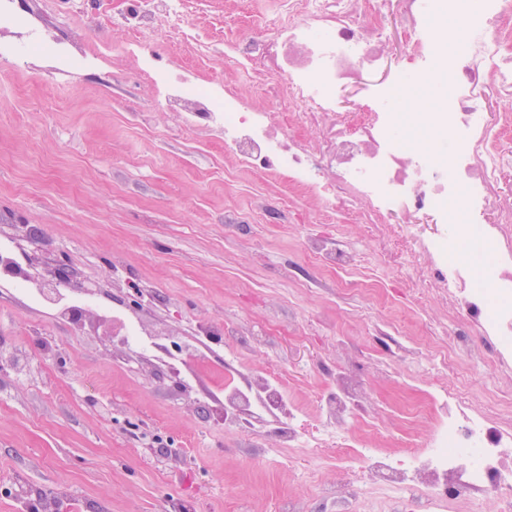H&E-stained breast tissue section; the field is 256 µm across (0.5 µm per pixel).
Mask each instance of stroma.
<instances>
[{
	"mask_svg": "<svg viewBox=\"0 0 512 512\" xmlns=\"http://www.w3.org/2000/svg\"><path fill=\"white\" fill-rule=\"evenodd\" d=\"M17 8L81 62L0 58V239L35 278L67 266L110 308L130 309L137 284L132 311L146 332L189 338L196 324L223 323L237 334L207 342L183 391L156 361L77 330L0 279V512H289L297 499L333 512L318 495L343 477L335 452L292 458L274 437L254 441L202 409L228 349L253 376L275 364L290 372V392L311 409L327 374L353 372L379 423L423 404L440 381L467 385L476 410L512 392V371L473 378L397 360L441 335L442 304L341 288L303 239L357 247L366 225L250 174L209 127H182L130 49L139 42L173 67L240 84L223 43L198 64L117 19L88 30L43 0ZM101 41L106 53L84 62Z\"/></svg>",
	"mask_w": 512,
	"mask_h": 512,
	"instance_id": "obj_1",
	"label": "stroma"
}]
</instances>
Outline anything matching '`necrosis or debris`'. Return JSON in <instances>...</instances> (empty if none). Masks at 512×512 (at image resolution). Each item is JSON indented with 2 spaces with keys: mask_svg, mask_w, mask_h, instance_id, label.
<instances>
[{
  "mask_svg": "<svg viewBox=\"0 0 512 512\" xmlns=\"http://www.w3.org/2000/svg\"><path fill=\"white\" fill-rule=\"evenodd\" d=\"M197 4L126 0L117 18L137 34L164 17L165 40L195 47ZM442 18L452 40L437 25ZM395 36L402 47L388 63L385 48ZM224 47L247 81L274 84L287 111L256 108L223 79L171 72L147 48L137 59L181 124L207 123L244 168L278 177L337 218H353L363 206L387 276L359 291L373 295L395 282L409 296L439 301L450 326H471L498 367L512 366V197L501 187L512 171L504 149L512 112L495 111L491 96L512 92V0H270L261 19L245 21ZM442 81L448 89L430 111H398L397 89ZM309 131L317 147H309ZM0 275L21 291L50 296L60 320L81 321L71 284L45 292L5 243ZM414 360L484 368L458 338L425 343ZM223 386L225 427L258 438L275 433L292 453L335 449L376 494L378 512H404L409 502L416 512H456L477 494L512 512L511 397L476 412L463 389L433 388L430 438L421 448L395 449L363 415L367 388L357 375L337 376L318 419L290 400L280 367L256 385L229 355Z\"/></svg>",
  "mask_w": 512,
  "mask_h": 512,
  "instance_id": "4bbe7bcc",
  "label": "necrosis or debris"
}]
</instances>
